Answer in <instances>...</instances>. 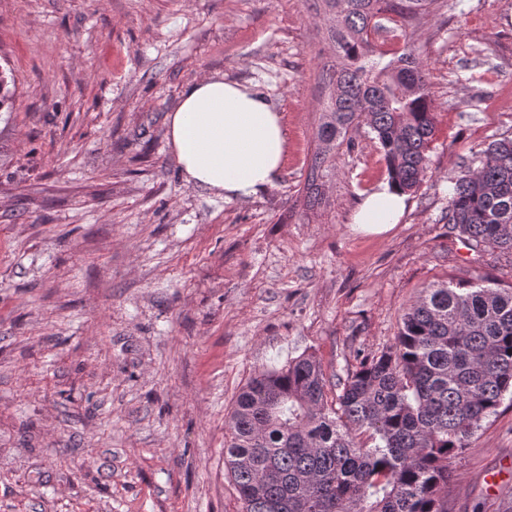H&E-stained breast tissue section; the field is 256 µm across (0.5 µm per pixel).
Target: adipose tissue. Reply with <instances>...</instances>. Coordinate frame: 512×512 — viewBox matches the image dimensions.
Returning <instances> with one entry per match:
<instances>
[{
  "instance_id": "1",
  "label": "adipose tissue",
  "mask_w": 512,
  "mask_h": 512,
  "mask_svg": "<svg viewBox=\"0 0 512 512\" xmlns=\"http://www.w3.org/2000/svg\"><path fill=\"white\" fill-rule=\"evenodd\" d=\"M166 126L186 187L249 198L273 186L283 171L288 131L280 113L252 87L222 75L186 84ZM405 207V193L384 181L363 200L353 222L362 232H384Z\"/></svg>"
}]
</instances>
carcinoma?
Listing matches in <instances>:
<instances>
[{"label": "carcinoma", "instance_id": "carcinoma-1", "mask_svg": "<svg viewBox=\"0 0 512 512\" xmlns=\"http://www.w3.org/2000/svg\"><path fill=\"white\" fill-rule=\"evenodd\" d=\"M339 63L317 131L334 144L363 121L389 180L405 192L428 173L434 100L413 53L384 60L377 17L414 14L435 0H342ZM319 149L305 184L321 200ZM448 223L470 250L512 254V138L475 154L448 194ZM332 382L301 354L252 377L226 426L224 465L242 512H448L452 461L483 422L512 399V285L476 281L425 289L401 319L394 344L360 352ZM369 434V447L357 436Z\"/></svg>", "mask_w": 512, "mask_h": 512}]
</instances>
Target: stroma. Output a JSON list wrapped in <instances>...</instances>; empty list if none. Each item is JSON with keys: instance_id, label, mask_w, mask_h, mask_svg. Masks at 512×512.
I'll list each match as a JSON object with an SVG mask.
<instances>
[{"instance_id": "stroma-1", "label": "stroma", "mask_w": 512, "mask_h": 512, "mask_svg": "<svg viewBox=\"0 0 512 512\" xmlns=\"http://www.w3.org/2000/svg\"><path fill=\"white\" fill-rule=\"evenodd\" d=\"M332 24L325 0H0V512H241L225 420L252 376L306 351L344 374L430 285L512 284V254L448 226L463 159L512 138V0H438L376 36L436 105L429 172L382 234L351 224L388 178L367 126L305 204ZM209 72L288 127L258 196L187 188L168 146ZM453 471L448 512H512V402Z\"/></svg>"}]
</instances>
